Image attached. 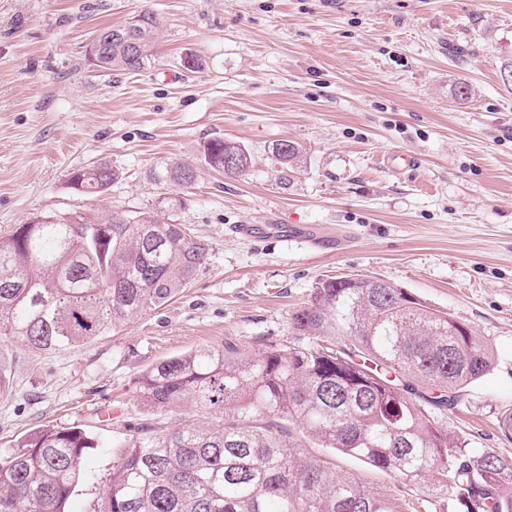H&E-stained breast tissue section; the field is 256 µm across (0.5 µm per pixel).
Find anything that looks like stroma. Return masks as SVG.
<instances>
[{"mask_svg":"<svg viewBox=\"0 0 512 512\" xmlns=\"http://www.w3.org/2000/svg\"><path fill=\"white\" fill-rule=\"evenodd\" d=\"M145 11L159 23L152 67H94L98 30ZM508 65L512 0H0V239L38 215L154 211L211 247L193 284L88 347L5 345L0 448L46 423L86 429L96 446L70 509L88 512L135 427L179 422L141 404L143 370L202 347L287 343L319 281L368 275L488 340L490 372L442 424L512 463L498 428L512 411ZM458 81L472 99H455ZM218 136L248 151L245 172L206 163ZM282 140L302 148L286 177ZM100 161L120 179L97 197L73 192L70 172ZM163 162L194 181L154 184ZM299 224L327 245L290 234ZM302 454L400 512L429 510L423 487L313 442Z\"/></svg>","mask_w":512,"mask_h":512,"instance_id":"stroma-1","label":"stroma"}]
</instances>
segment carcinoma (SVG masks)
<instances>
[{
  "instance_id": "carcinoma-1",
  "label": "carcinoma",
  "mask_w": 512,
  "mask_h": 512,
  "mask_svg": "<svg viewBox=\"0 0 512 512\" xmlns=\"http://www.w3.org/2000/svg\"><path fill=\"white\" fill-rule=\"evenodd\" d=\"M132 56L122 26L97 51V68L142 71L155 59L157 22ZM249 154L221 137L207 163ZM281 163L302 150L282 140ZM186 169L155 167L156 184L180 185ZM119 178L107 162L70 173L68 184L99 196ZM203 239L159 215L116 214L106 224H20L0 240V339L39 351L88 346L170 302L199 276ZM286 344L204 347L161 360L137 380L141 403L161 412L190 405L198 424L144 423L90 512H397L386 496L298 455L293 430L404 485H423L446 512H512V466L476 455L448 435L441 415L491 368L489 343L450 314L390 283L356 275L320 281L290 315ZM96 447L78 426L46 424L0 449V512H69Z\"/></svg>"
}]
</instances>
